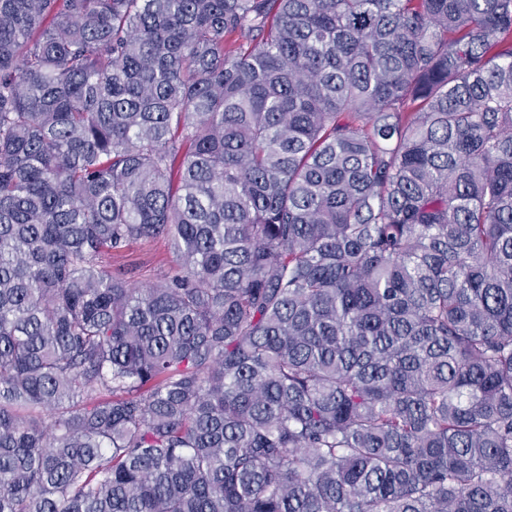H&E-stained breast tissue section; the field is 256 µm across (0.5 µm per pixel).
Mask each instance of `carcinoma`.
Wrapping results in <instances>:
<instances>
[{
	"label": "carcinoma",
	"instance_id": "1",
	"mask_svg": "<svg viewBox=\"0 0 512 512\" xmlns=\"http://www.w3.org/2000/svg\"><path fill=\"white\" fill-rule=\"evenodd\" d=\"M0 512H512V0H0ZM174 255L163 245L154 242H137L126 253V257L112 263V270L119 266L133 268L134 279L139 285L153 280L173 263Z\"/></svg>",
	"mask_w": 512,
	"mask_h": 512
}]
</instances>
